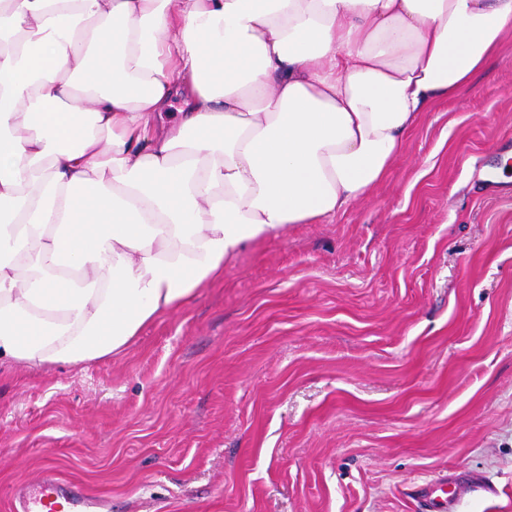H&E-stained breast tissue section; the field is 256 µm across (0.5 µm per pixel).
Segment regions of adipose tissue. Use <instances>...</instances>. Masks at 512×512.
<instances>
[{"label":"adipose tissue","mask_w":512,"mask_h":512,"mask_svg":"<svg viewBox=\"0 0 512 512\" xmlns=\"http://www.w3.org/2000/svg\"><path fill=\"white\" fill-rule=\"evenodd\" d=\"M511 24L512 0H0V361L110 358L335 216Z\"/></svg>","instance_id":"obj_1"}]
</instances>
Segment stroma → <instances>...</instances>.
I'll return each instance as SVG.
<instances>
[{"label":"stroma","instance_id":"35a3bbf8","mask_svg":"<svg viewBox=\"0 0 512 512\" xmlns=\"http://www.w3.org/2000/svg\"><path fill=\"white\" fill-rule=\"evenodd\" d=\"M512 29L336 216L250 244L224 279L89 367L0 364V512L44 468L111 512H422L476 474L512 512ZM451 486L454 487V490L449 489ZM458 488L469 494L485 493V497L495 494L494 489L482 481L464 482L456 479L448 480V478L430 480L419 490L425 512H454L459 500L456 494Z\"/></svg>","mask_w":512,"mask_h":512}]
</instances>
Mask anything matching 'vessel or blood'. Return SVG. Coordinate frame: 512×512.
<instances>
[{"instance_id": "obj_1", "label": "vessel or blood", "mask_w": 512, "mask_h": 512, "mask_svg": "<svg viewBox=\"0 0 512 512\" xmlns=\"http://www.w3.org/2000/svg\"><path fill=\"white\" fill-rule=\"evenodd\" d=\"M493 495V488L485 482L451 481L445 478L426 482L420 497L426 512H455L458 490ZM105 499L87 495L73 481L58 477L48 469L30 486L21 488L13 497L12 512H104Z\"/></svg>"}]
</instances>
